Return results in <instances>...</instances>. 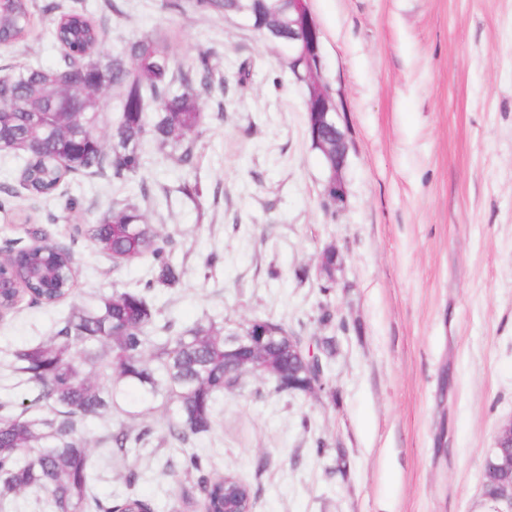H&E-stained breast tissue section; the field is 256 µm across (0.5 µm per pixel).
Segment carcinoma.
Returning <instances> with one entry per match:
<instances>
[{
  "label": "carcinoma",
  "instance_id": "1",
  "mask_svg": "<svg viewBox=\"0 0 512 512\" xmlns=\"http://www.w3.org/2000/svg\"><path fill=\"white\" fill-rule=\"evenodd\" d=\"M194 6L241 15L263 31L288 16V0H195ZM42 12L51 15L47 35L59 47L60 58L50 68L18 66L0 75V141L20 162L16 185L0 189L10 196L22 190L47 197L75 176L109 172L117 179L139 180L141 197L149 198L141 143L150 139L179 147L180 161L192 165L203 125L194 85L206 92L223 89L224 77L215 73L205 52L190 65H180L175 43L162 35H143L105 61V25L82 12L63 11L55 0ZM33 23L31 0H0L3 47L27 40ZM107 88L119 90L118 116L102 137L96 125L99 99ZM150 109L154 118L148 121ZM83 235L117 267L149 262L147 290L182 282L184 270L170 258L168 237L133 203H112ZM75 276L70 246L32 244L0 270L3 298L16 305L27 296L53 308L73 293ZM158 315L146 294L115 290L93 305L71 309L48 340L12 352L13 374L34 386V401L49 403L52 414L32 418L26 407L13 413L0 405V500L34 492L44 496L47 512H151V505L135 496L112 505L92 495V449L80 435L81 426L114 407L138 414L160 400L168 411L165 439L182 447L214 429L221 399L236 387L224 372V323L208 319L173 334L167 323L154 330ZM319 342V357L305 365L288 361V350L280 345L261 357L266 367L288 371L291 392L300 393L308 373L331 382L333 337ZM148 436L122 426L112 432L111 442L121 451L145 443ZM182 470L197 476L205 512H224L226 480L238 490L242 506L253 500L251 486L238 476L206 473L197 452L183 458Z\"/></svg>",
  "mask_w": 512,
  "mask_h": 512
}]
</instances>
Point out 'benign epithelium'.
I'll return each mask as SVG.
<instances>
[{
	"instance_id": "7a95c632",
	"label": "benign epithelium",
	"mask_w": 512,
	"mask_h": 512,
	"mask_svg": "<svg viewBox=\"0 0 512 512\" xmlns=\"http://www.w3.org/2000/svg\"><path fill=\"white\" fill-rule=\"evenodd\" d=\"M276 47L287 52L288 71L304 87L309 116V132L314 148L324 157L328 170L325 199L336 210L346 202L348 187L344 179L349 144L341 125L344 112L340 93L324 74L320 29L308 0H288V21L275 39ZM279 331L267 326L254 332L236 330L224 336V370L236 376L257 374L254 355L277 341Z\"/></svg>"
}]
</instances>
